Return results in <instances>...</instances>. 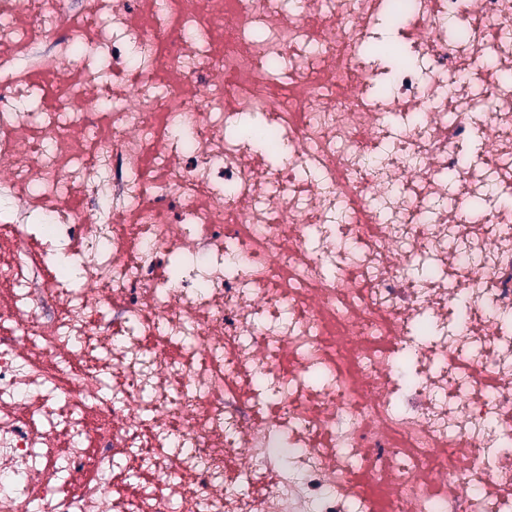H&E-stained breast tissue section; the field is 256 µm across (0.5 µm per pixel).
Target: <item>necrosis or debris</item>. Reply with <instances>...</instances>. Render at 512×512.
I'll use <instances>...</instances> for the list:
<instances>
[{"label": "necrosis or debris", "instance_id": "1", "mask_svg": "<svg viewBox=\"0 0 512 512\" xmlns=\"http://www.w3.org/2000/svg\"><path fill=\"white\" fill-rule=\"evenodd\" d=\"M388 4L0 0V512H512V0Z\"/></svg>", "mask_w": 512, "mask_h": 512}]
</instances>
